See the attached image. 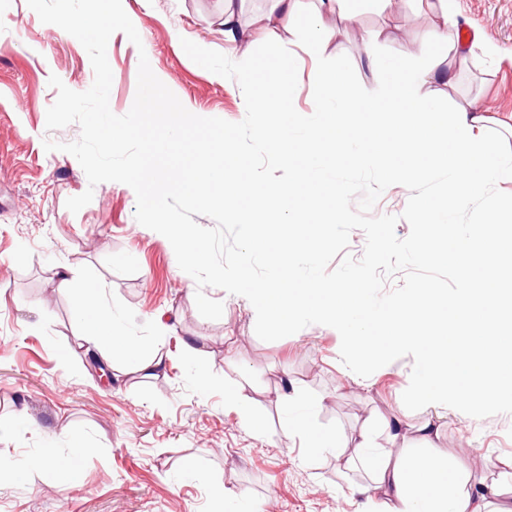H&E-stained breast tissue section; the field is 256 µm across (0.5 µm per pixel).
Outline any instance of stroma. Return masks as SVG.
Here are the masks:
<instances>
[{
  "label": "stroma",
  "instance_id": "35a3bbf8",
  "mask_svg": "<svg viewBox=\"0 0 512 512\" xmlns=\"http://www.w3.org/2000/svg\"><path fill=\"white\" fill-rule=\"evenodd\" d=\"M225 0H122L142 43L112 34L107 58L113 73L112 112L126 114L137 91L140 55L190 111L236 134L239 152L256 181L288 177L284 161L256 133V118L240 96L254 73L224 33ZM355 13L340 22L336 38L307 48L306 32L278 30L250 47L256 60L280 62L296 87L289 106L296 137L322 120L326 97L310 79L313 68L343 67L355 92L378 93L385 67L425 49L438 61L439 78H451L434 98L438 110L471 102L483 112L512 113V0H456L457 40L496 47L495 57L475 53L467 69H448V57L415 0H351ZM394 28L366 51L370 35ZM58 76L83 92L94 81L89 55L72 35L43 23L26 0H0V452L39 458L46 447L73 458L69 475L49 467L0 472V512H360L349 482L364 471L341 472L331 453H312L286 436L290 416L285 386L323 397L310 415L322 431L355 435L371 410L421 417L411 394L424 370L410 352L372 375L359 376L340 361L341 338L328 326L310 325L266 342L255 333L256 313L242 296L208 287L224 305L220 319L203 318L195 280L183 272L170 242L140 225L131 187L103 182L89 187L70 154L46 151L44 139L71 142L80 128L50 131L46 112L57 98ZM93 189L79 212L68 198ZM497 208L471 202L448 214L461 237L479 236L488 217L496 235L482 247L512 251V193L492 189ZM68 268L75 285L102 284L118 333L140 355L160 354L155 376L135 362H116L103 383L88 352L78 346L81 324L70 292L57 289ZM170 326L158 335L156 318ZM242 389L243 406L224 404V389ZM259 419L260 430L245 419ZM434 443L455 456L462 444L476 450L484 474L512 460V403L477 411H451Z\"/></svg>",
  "mask_w": 512,
  "mask_h": 512
}]
</instances>
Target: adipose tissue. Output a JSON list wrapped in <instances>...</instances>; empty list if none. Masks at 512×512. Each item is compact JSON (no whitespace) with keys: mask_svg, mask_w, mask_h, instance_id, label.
<instances>
[{"mask_svg":"<svg viewBox=\"0 0 512 512\" xmlns=\"http://www.w3.org/2000/svg\"><path fill=\"white\" fill-rule=\"evenodd\" d=\"M321 8L301 17L298 0H269L265 25L254 31L239 28L232 7L224 9V25L236 49H249L251 41L264 37L266 28L306 26L314 42L332 35L328 24L342 0H319ZM249 68L262 72L261 81L241 87V98L256 117V130L267 147L279 153L291 169V179L255 184L248 180V163L235 146L231 131L204 123L195 113L181 112L178 122H167L161 98L142 104L156 122V138L132 168L127 178L138 186L153 187L158 176L172 177L187 204L223 205L246 227L287 223L288 214H302L303 228L315 226L318 218L342 222L346 195L340 184L330 183L319 195L307 187L315 168L325 160L341 158L349 149L364 155L396 159L411 156L416 165L410 175H396L394 182L427 180L433 173L448 174L445 203L431 207L415 225L413 246L426 257L442 249L438 226L448 211L483 195L492 184L512 182V158L493 149L488 136L491 126L512 128V113L490 115L475 111L472 103L441 113L420 95L432 83L436 62L419 51L393 65L378 100L354 93L343 69H319L312 76L332 102L326 121L304 137L287 141L288 125L294 117L288 99L292 93L287 72L268 62L248 60ZM460 136L448 139L449 127ZM179 133L183 154L191 165L181 176H173L167 142ZM456 251L472 254V265L462 267V289L447 294L435 286L415 289L368 331L347 334L349 350L361 358L394 363L403 352H413L426 371L415 391L427 418L414 425L419 438L432 434L433 412L458 404H496L512 392V349L504 347L512 335V310L503 308L501 288L512 284V253L479 250L476 239H462ZM279 275L275 280L254 284L255 298L266 303L267 317L287 326L298 315H307L328 325L343 326L351 311L338 304L348 292L343 281L331 284L301 279L287 255L288 246L268 242ZM59 288L74 290V301L82 333L80 342L97 349L104 362L134 355L136 348L117 335L112 316L103 302V290L92 286L74 289L68 276H60ZM385 444H378L369 431L359 433L345 469L367 465V482L356 485L352 494L364 503L383 502L386 512H512L504 502L512 489V464L493 483L471 478L433 453L414 457L394 454L391 445L401 435L400 423L386 421Z\"/></svg>","mask_w":512,"mask_h":512,"instance_id":"ef3b65f1","label":"adipose tissue"}]
</instances>
